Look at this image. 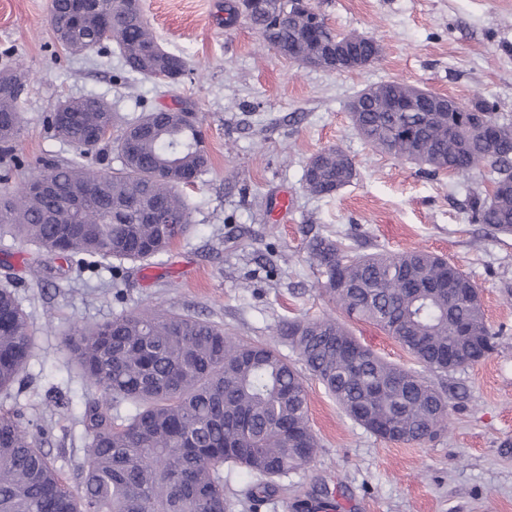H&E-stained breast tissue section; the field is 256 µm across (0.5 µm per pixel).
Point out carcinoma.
<instances>
[{
	"label": "carcinoma",
	"instance_id": "1",
	"mask_svg": "<svg viewBox=\"0 0 512 512\" xmlns=\"http://www.w3.org/2000/svg\"><path fill=\"white\" fill-rule=\"evenodd\" d=\"M93 17L68 0H51L50 24L68 50L106 48L109 34L127 72L166 85L179 83L185 59L161 47L139 0H106ZM224 25L244 18L264 46L281 56L324 63L316 48L336 36L309 0H269L256 11L247 0L224 5ZM407 84L387 81L358 93L353 125L372 147L425 158L434 174L471 178L482 171L491 190L471 202V218L512 235V120L484 98L473 112H438L410 98ZM20 93L0 94V156L12 153L24 123ZM182 108H156L126 123L112 142L119 167L88 162L100 143L88 131L114 126L117 112L97 96L67 100L46 126L78 156L50 166L59 196L26 186L0 195V234L12 232L66 259L143 262L168 252L192 223L183 175H202L209 157L198 124ZM310 194L331 196L356 172L338 148L310 159ZM320 286L348 318L370 322L396 340L421 367L409 370L361 347L333 316L292 320L279 328L305 370L370 433L393 443H424L448 429L449 398L425 372L452 375L498 347L474 281L442 257L420 249L351 254L332 238L308 244ZM34 337L15 292L0 285V393L9 392L29 363ZM67 349L98 396L84 402L88 437L82 481L68 490L60 470L29 432L19 409L0 411V512H231L224 465L257 478V494L310 464L317 440L309 424L308 390L293 363L267 345L224 331L198 316L139 311L94 327L76 326ZM454 361H448V353Z\"/></svg>",
	"mask_w": 512,
	"mask_h": 512
}]
</instances>
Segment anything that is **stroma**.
<instances>
[{"instance_id": "1", "label": "stroma", "mask_w": 512, "mask_h": 512, "mask_svg": "<svg viewBox=\"0 0 512 512\" xmlns=\"http://www.w3.org/2000/svg\"><path fill=\"white\" fill-rule=\"evenodd\" d=\"M225 0H142L160 43L183 56L188 70L167 87L126 73L118 53L74 54L55 39L50 0H0V64L23 67L24 126L9 164L0 163V194L75 157L44 119L59 103L104 98L129 118L142 105L196 112L208 170L185 187L190 234L154 264L96 269L52 259L41 276L35 253L0 240V282L12 279L37 344L17 397L69 487L80 482L87 439L80 422L85 384L64 345L74 325H97L124 312L160 310L222 323L248 341L292 351L278 328L332 315L310 238L337 239L357 253L423 249L448 259L477 283L488 324L502 334L488 359L453 375L427 373L434 386L454 385L447 433L423 444H397L348 417L315 378H307L314 460L255 506L249 476L224 467L233 512H294L299 500L328 494L333 512H512V235L470 219L468 199L489 182L430 174L376 150L355 130L348 104L364 88L388 80L468 101L493 102L512 119V0H311L329 27L375 39L383 52L371 66L344 73L315 68L264 48L245 20L224 23ZM341 149L353 181L329 197L303 187L310 158ZM286 210H278L280 198ZM354 336L397 365L415 362L375 325L352 321Z\"/></svg>"}]
</instances>
